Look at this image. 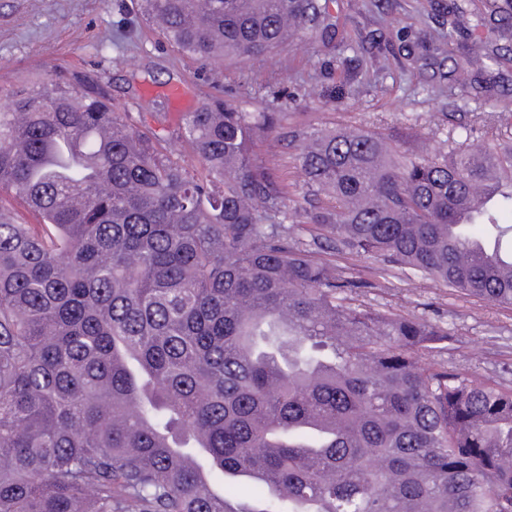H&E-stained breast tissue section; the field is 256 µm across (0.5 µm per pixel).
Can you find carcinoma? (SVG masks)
Segmentation results:
<instances>
[{"instance_id":"1","label":"carcinoma","mask_w":512,"mask_h":512,"mask_svg":"<svg viewBox=\"0 0 512 512\" xmlns=\"http://www.w3.org/2000/svg\"><path fill=\"white\" fill-rule=\"evenodd\" d=\"M481 4L463 90L512 58V12ZM138 5L221 63L335 28L329 0ZM0 97V512H512V385L437 361L441 326L352 305L372 284L322 256L512 309L511 133L433 157L305 133L307 194L328 203L300 227L252 155L278 112L185 115L193 173L160 114L113 111L95 75Z\"/></svg>"}]
</instances>
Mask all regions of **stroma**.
Returning a JSON list of instances; mask_svg holds the SVG:
<instances>
[{
    "label": "stroma",
    "mask_w": 512,
    "mask_h": 512,
    "mask_svg": "<svg viewBox=\"0 0 512 512\" xmlns=\"http://www.w3.org/2000/svg\"><path fill=\"white\" fill-rule=\"evenodd\" d=\"M438 0H332L331 43L300 38L272 54L224 63L182 55L137 12L136 0H0V85L28 77L99 76L118 112H162L167 147L199 162L180 134L184 113L215 98L252 112L280 113L283 131L340 126L398 135L402 149L432 156L447 140L491 145L512 128V60L469 91L454 84V61L438 36L448 27ZM317 84L320 97L306 94ZM182 97L172 100L170 87ZM296 145L281 133L253 148L288 188V210L303 203ZM366 280L357 302L436 323L452 337L442 362L479 379L512 383V310L467 298L435 281L393 269L380 276L370 256H334Z\"/></svg>",
    "instance_id": "stroma-1"
}]
</instances>
